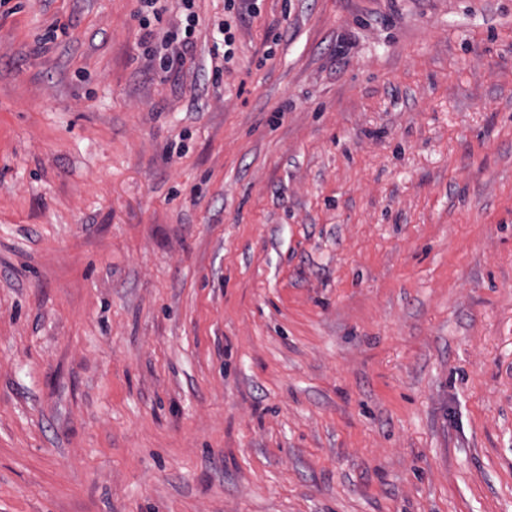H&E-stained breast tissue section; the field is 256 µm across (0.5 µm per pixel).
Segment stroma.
I'll use <instances>...</instances> for the list:
<instances>
[{
	"label": "stroma",
	"mask_w": 512,
	"mask_h": 512,
	"mask_svg": "<svg viewBox=\"0 0 512 512\" xmlns=\"http://www.w3.org/2000/svg\"><path fill=\"white\" fill-rule=\"evenodd\" d=\"M256 4L0 0V512H512V0ZM186 25L184 27V35L178 40V33L174 30H164L163 27L158 29H150L151 20L149 14L141 16L140 25L144 31L141 37V46H143L144 54H150L149 45L155 40H160L165 46L166 53L159 59V67L165 73H170L175 64L182 65L187 55L193 56L196 48V42L193 39L196 25L199 23L198 16L194 12H189L186 16ZM170 50V51H169Z\"/></svg>",
	"instance_id": "stroma-1"
}]
</instances>
